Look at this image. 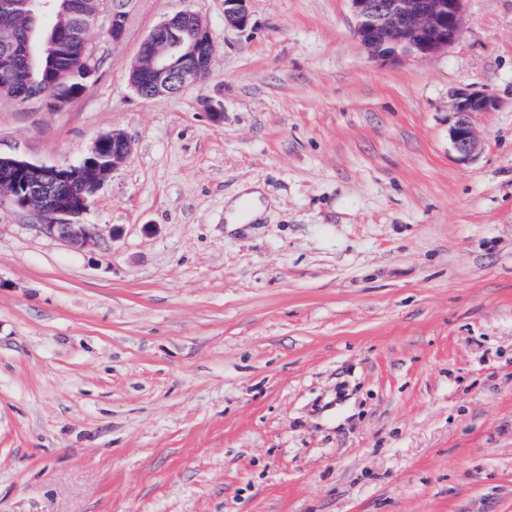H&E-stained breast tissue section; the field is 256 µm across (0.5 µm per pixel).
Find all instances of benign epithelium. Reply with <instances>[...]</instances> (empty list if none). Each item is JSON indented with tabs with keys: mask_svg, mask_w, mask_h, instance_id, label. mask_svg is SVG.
Segmentation results:
<instances>
[{
	"mask_svg": "<svg viewBox=\"0 0 512 512\" xmlns=\"http://www.w3.org/2000/svg\"><path fill=\"white\" fill-rule=\"evenodd\" d=\"M60 0H27L36 16L58 7L72 18H82L79 5ZM133 0H113L97 11L89 28L102 31L112 43L126 35ZM248 0H224V25L243 30L250 23ZM354 16V34L369 57L381 65H400L410 60L434 58L459 42L463 33L466 0H349ZM15 52L4 57L0 69L24 77L31 83L38 45L32 32L11 37ZM214 43L203 17L185 9L155 25L140 45L138 61L129 73V83L145 99L170 96L184 87L202 82L211 71ZM83 76L97 73L96 55L84 43ZM499 101L492 95L469 89L452 94L453 120L448 128L452 148L462 159L476 153L480 139L473 117L493 112ZM112 142V158L104 165L93 164L99 147ZM132 153L128 137L114 131L98 138L89 153L76 164L44 165L17 156L0 154V201L31 210L38 217V234L60 240L82 250L104 240L97 224H82V216L111 172L124 165Z\"/></svg>",
	"mask_w": 512,
	"mask_h": 512,
	"instance_id": "1",
	"label": "benign epithelium"
}]
</instances>
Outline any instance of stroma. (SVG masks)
Here are the masks:
<instances>
[{"label":"stroma","instance_id":"stroma-1","mask_svg":"<svg viewBox=\"0 0 512 512\" xmlns=\"http://www.w3.org/2000/svg\"><path fill=\"white\" fill-rule=\"evenodd\" d=\"M134 0L51 110L0 98V153L133 143L81 251L0 204V512H512V0L382 66L348 0ZM210 76L147 100L144 36L185 8ZM496 96L480 150L451 95ZM267 206L229 223L247 184ZM248 0H224V25L243 30L250 23ZM499 101L488 93L460 89L452 94L453 120L448 128V139L461 159H467L480 147V139L473 124L477 113L492 112Z\"/></svg>","mask_w":512,"mask_h":512}]
</instances>
